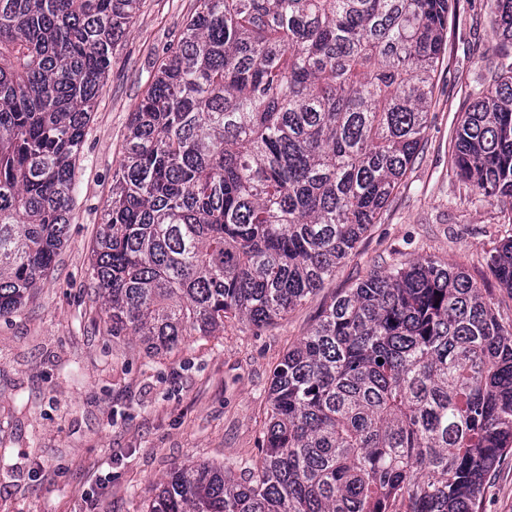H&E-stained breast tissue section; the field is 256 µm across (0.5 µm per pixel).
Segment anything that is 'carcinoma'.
<instances>
[{"label":"carcinoma","instance_id":"carcinoma-1","mask_svg":"<svg viewBox=\"0 0 512 512\" xmlns=\"http://www.w3.org/2000/svg\"><path fill=\"white\" fill-rule=\"evenodd\" d=\"M142 0H0V317L69 224L85 129ZM455 133L456 175L512 209V0ZM453 0H196L131 112L93 249L113 336L153 356L262 327L323 287L425 139ZM487 265L512 292V238ZM512 454V322L429 257L360 280L288 348L259 457L173 467L148 512H483Z\"/></svg>","mask_w":512,"mask_h":512}]
</instances>
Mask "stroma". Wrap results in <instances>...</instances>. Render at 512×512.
<instances>
[{"label": "stroma", "mask_w": 512, "mask_h": 512, "mask_svg": "<svg viewBox=\"0 0 512 512\" xmlns=\"http://www.w3.org/2000/svg\"><path fill=\"white\" fill-rule=\"evenodd\" d=\"M194 8L142 0L85 132L67 239L26 305L0 318V512H144L154 482L198 461L244 478L275 366L323 308L373 271L421 256L463 268L499 319L512 321V294L485 262L512 237V212L472 196L453 163L455 129L495 37L487 0H456L423 149L382 219L316 295L273 325L228 322L223 335L154 360L110 335L91 288L93 241L129 116ZM484 509L512 512V457L490 476Z\"/></svg>", "instance_id": "stroma-1"}]
</instances>
